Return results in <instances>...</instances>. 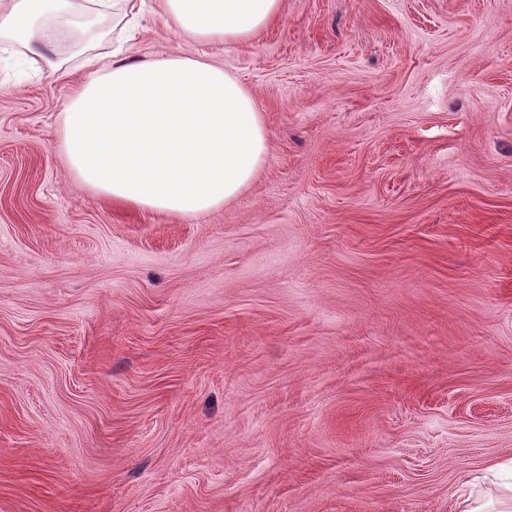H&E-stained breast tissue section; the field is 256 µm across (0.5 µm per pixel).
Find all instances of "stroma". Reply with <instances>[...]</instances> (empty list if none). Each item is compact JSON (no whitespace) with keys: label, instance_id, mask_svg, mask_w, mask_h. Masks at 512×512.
Here are the masks:
<instances>
[{"label":"stroma","instance_id":"35a3bbf8","mask_svg":"<svg viewBox=\"0 0 512 512\" xmlns=\"http://www.w3.org/2000/svg\"><path fill=\"white\" fill-rule=\"evenodd\" d=\"M0 55V512H455L512 458V0H283L203 52L266 161L215 212L80 185L85 77Z\"/></svg>","mask_w":512,"mask_h":512}]
</instances>
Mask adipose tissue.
I'll use <instances>...</instances> for the list:
<instances>
[{"label":"adipose tissue","mask_w":512,"mask_h":512,"mask_svg":"<svg viewBox=\"0 0 512 512\" xmlns=\"http://www.w3.org/2000/svg\"><path fill=\"white\" fill-rule=\"evenodd\" d=\"M85 21L72 0H0V40L23 47L47 77L69 69L55 54L65 42L85 53V81L62 114L60 149L83 186L141 210L191 215L213 212L235 198L260 171L267 131L252 95L205 57L169 53L138 60L127 51L97 54L117 17L136 40L144 0H92ZM282 0H156L168 29L212 46L243 44L279 18ZM490 482L497 494L481 501ZM455 512H512V459L488 461L461 481Z\"/></svg>","instance_id":"1"}]
</instances>
